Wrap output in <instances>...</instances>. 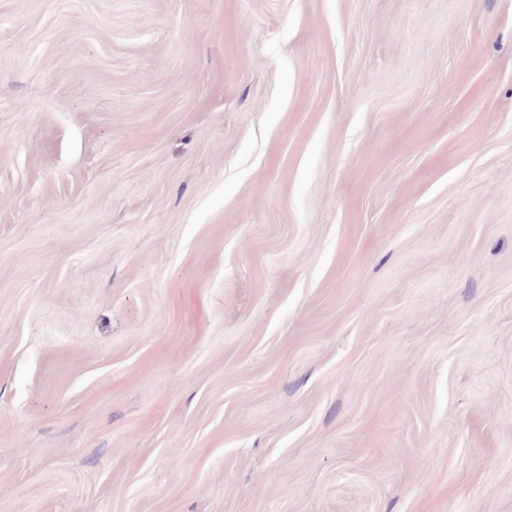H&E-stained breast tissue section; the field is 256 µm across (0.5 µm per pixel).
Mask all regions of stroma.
<instances>
[{
	"mask_svg": "<svg viewBox=\"0 0 512 512\" xmlns=\"http://www.w3.org/2000/svg\"><path fill=\"white\" fill-rule=\"evenodd\" d=\"M0 512H512V0H0Z\"/></svg>",
	"mask_w": 512,
	"mask_h": 512,
	"instance_id": "1",
	"label": "stroma"
}]
</instances>
